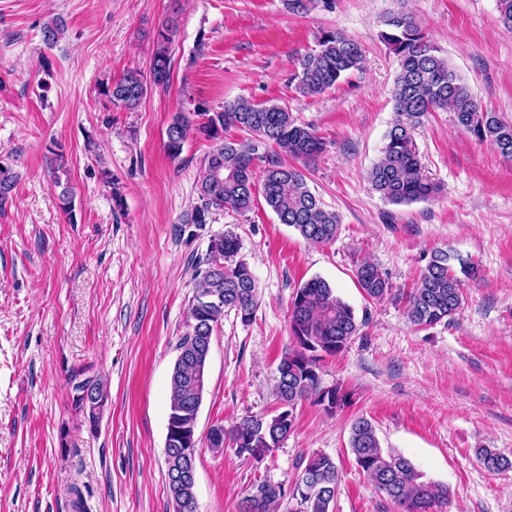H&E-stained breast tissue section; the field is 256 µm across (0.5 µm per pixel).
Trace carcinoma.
Instances as JSON below:
<instances>
[{"label":"carcinoma","mask_w":512,"mask_h":512,"mask_svg":"<svg viewBox=\"0 0 512 512\" xmlns=\"http://www.w3.org/2000/svg\"><path fill=\"white\" fill-rule=\"evenodd\" d=\"M380 37L396 56L398 73L392 90L396 119L385 136L381 155L368 172L372 189L390 204L408 205L432 199L439 187L424 174L413 137L421 118L436 110L453 112L457 124L488 143L503 158L512 160V121L481 108L470 88L440 55L419 22L400 9L386 14ZM177 33L175 19L169 18L158 33L149 70L126 71L102 85L100 94L115 108L136 110L153 85L170 82L168 44ZM362 46L346 34L326 30L317 37L316 48L298 58L292 80L304 98L323 94L348 73L362 67ZM235 127L246 132L240 141L224 139V130ZM196 133L213 143L206 155L198 184V199L191 223L206 224L210 215L224 209L245 213L251 209L256 186L262 187L267 206L280 223L294 228L312 245L335 240L340 219L324 207L308 185L307 166L324 151L326 143L310 126L299 125L287 109L276 104L261 105L244 97L224 102L218 112L176 113L167 128L165 144L169 156L180 157L188 136ZM18 174L11 164L0 160V208L11 198ZM54 183L61 188L62 209L72 212L70 183L60 175ZM240 242L227 232L210 240L205 268L198 273L189 304V323L179 337L178 355L170 379L167 427L175 434L176 448H202L204 440L194 431L206 383L208 356L200 347L212 339L214 329L232 311L249 323L258 307V289L248 264L237 258ZM476 275L474 266L446 250L431 253L419 278L402 294L407 320L420 327L451 321L462 305V280ZM359 287L372 300L381 301L392 293L386 275L374 264L363 262L356 269ZM362 324L353 309L339 298L331 285L311 279L294 291L289 309L290 336L296 348L288 350L279 365L275 393L281 411L273 416L247 415L229 428L215 425L214 448L229 445L237 455L261 460L288 437L294 421L284 409L312 399L332 413L343 405L341 388L324 387L318 374L323 355H336L360 334ZM72 406L96 425L89 406H104L106 384L85 379L72 386ZM349 445L358 467L401 509V512H437L448 501V488L428 480L406 457L382 448L371 421L355 419ZM478 459L489 471L512 468V460L492 448H481ZM167 487L175 512H197L196 482L175 481L172 473L180 460H166ZM339 490L335 461L317 453L307 462L293 491L268 480L259 482L242 502L240 512H272L281 499L292 494L299 512H331Z\"/></svg>","instance_id":"carcinoma-1"}]
</instances>
